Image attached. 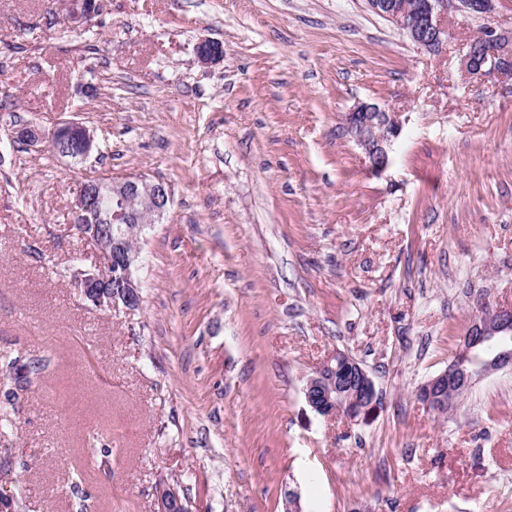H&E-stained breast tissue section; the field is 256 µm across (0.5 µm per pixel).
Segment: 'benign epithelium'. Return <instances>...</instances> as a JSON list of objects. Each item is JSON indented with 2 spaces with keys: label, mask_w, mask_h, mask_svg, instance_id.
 Here are the masks:
<instances>
[{
  "label": "benign epithelium",
  "mask_w": 512,
  "mask_h": 512,
  "mask_svg": "<svg viewBox=\"0 0 512 512\" xmlns=\"http://www.w3.org/2000/svg\"><path fill=\"white\" fill-rule=\"evenodd\" d=\"M367 8L390 22L419 48L434 52L448 43V16L463 14L485 20L480 35L469 41L460 59L462 70L474 83L494 77L512 76V29L493 25L489 19L496 10V0H420L408 6L400 0H366ZM101 0H69L68 17L75 29H83L98 15ZM197 61L208 66L224 60V47L210 39L196 46ZM347 134L364 151L371 169L381 172L391 160L395 141L403 129L401 114L376 103L357 104L345 118ZM14 139L28 145L47 143L59 156L75 162L85 161L97 151L94 132L78 121H65L46 131L26 125L16 130ZM114 197L127 199L132 207L103 214L96 202ZM172 200L169 186L146 177L105 179L87 176L75 189L72 207L73 226L102 253L100 266L77 268L72 284L81 297L101 309L118 305L137 306L141 302L140 282L136 272L139 254L127 249V235L143 234L141 212L154 220L162 218ZM115 269L114 281H103L102 273ZM512 332V306H491L474 316L464 336V351L448 369L430 378L419 390L421 402L430 410L447 404L446 392L455 384L459 372L469 361L480 370L491 372L512 365V351L506 348ZM375 385L366 370L349 354L338 351L325 360L307 379L304 395L307 404L322 414L318 400L336 401V411L356 423L379 407ZM158 512H174L182 506L176 488L167 483L156 486Z\"/></svg>",
  "instance_id": "7a95c632"
}]
</instances>
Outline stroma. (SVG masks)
<instances>
[{"label": "stroma", "instance_id": "obj_1", "mask_svg": "<svg viewBox=\"0 0 512 512\" xmlns=\"http://www.w3.org/2000/svg\"><path fill=\"white\" fill-rule=\"evenodd\" d=\"M66 3L0 0V351L47 362L0 395L15 512H155L161 480L192 512H512V366L448 414L417 398L480 305L512 306V79L459 65L481 20L433 54L365 0H103L79 32ZM362 101L403 121L379 173L343 130ZM67 120L86 162L12 138ZM89 174L171 189L138 308L72 286L100 261L72 228ZM339 350L382 396L356 425L304 396ZM197 61L204 66L223 61L224 47L210 39H201L196 46Z\"/></svg>", "mask_w": 512, "mask_h": 512}]
</instances>
